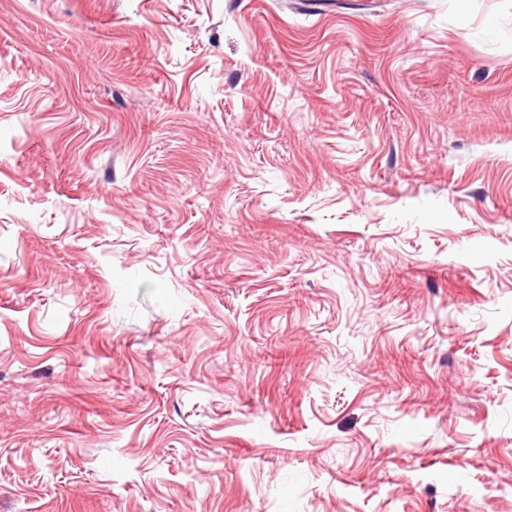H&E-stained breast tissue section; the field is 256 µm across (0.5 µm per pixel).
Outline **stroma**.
Listing matches in <instances>:
<instances>
[{
	"label": "stroma",
	"mask_w": 512,
	"mask_h": 512,
	"mask_svg": "<svg viewBox=\"0 0 512 512\" xmlns=\"http://www.w3.org/2000/svg\"><path fill=\"white\" fill-rule=\"evenodd\" d=\"M0 512H512V0H0Z\"/></svg>",
	"instance_id": "35a3bbf8"
}]
</instances>
